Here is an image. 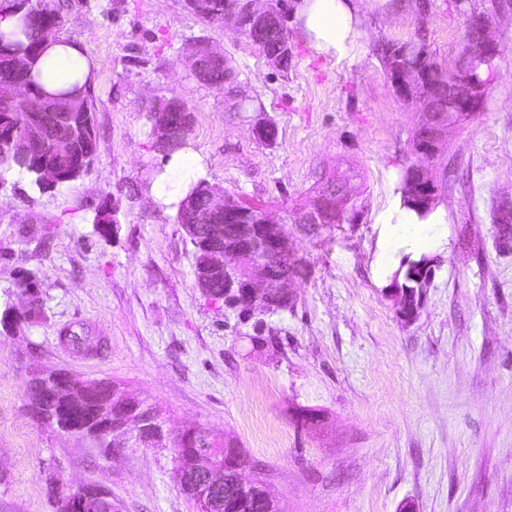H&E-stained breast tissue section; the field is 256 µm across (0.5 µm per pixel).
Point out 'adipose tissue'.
Here are the masks:
<instances>
[{
	"mask_svg": "<svg viewBox=\"0 0 512 512\" xmlns=\"http://www.w3.org/2000/svg\"><path fill=\"white\" fill-rule=\"evenodd\" d=\"M295 14L308 39L320 52L341 58L355 56L361 25L357 0H298ZM39 84L48 91L85 80L89 65L82 51L64 39L49 40L35 69ZM387 223L392 233L385 242L387 252L402 244L420 249L432 240L431 227L443 223L441 214L430 213L427 221H419L415 213L404 207L401 198H393Z\"/></svg>",
	"mask_w": 512,
	"mask_h": 512,
	"instance_id": "1",
	"label": "adipose tissue"
}]
</instances>
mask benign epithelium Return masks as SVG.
Here are the masks:
<instances>
[{
  "mask_svg": "<svg viewBox=\"0 0 512 512\" xmlns=\"http://www.w3.org/2000/svg\"><path fill=\"white\" fill-rule=\"evenodd\" d=\"M255 0H235L224 9V17L236 20L241 30L266 31L283 21V12L271 7L272 0H265L262 8L254 7ZM467 38L477 48V52L465 50L459 55L453 75L448 81L437 80L424 64L422 52H416L415 64L409 68L393 67L389 70L390 82L407 99H419L426 106L418 127L423 129L427 142L413 146L416 157H435L444 145L448 128L470 119L481 107L486 95L487 83H478L471 78L475 59L492 61L499 56L497 42L491 32V20L485 15L471 14L467 18ZM9 77L0 82V111L27 112L39 106L40 99L22 78L24 66L17 56L7 59ZM157 135L167 137L175 146L182 138L173 136L177 117L171 112H153ZM407 180V193L420 207L433 208L440 186L432 170L422 165L410 166ZM352 194L342 181L327 180L315 196L310 207L298 217V223L316 227L320 224H333L337 219L347 217ZM215 206L224 210L228 218L237 221V241L225 251L220 244L225 235L222 224H209L207 217L187 205L191 223L202 225L212 236L215 244L214 270L231 268L237 271L240 279H227L224 295H234L246 302L261 301L270 310L278 303L291 299L288 290L290 275L283 272H266V265L277 267L290 265L294 258L288 237L280 225L271 221L261 206H250L230 195L216 198ZM396 305L398 314L412 319L420 306L421 294L399 284L386 289ZM54 380L65 404L79 405L96 396L99 385L78 380L72 374L57 373ZM128 403L126 396L115 395L113 399L101 400L96 419L99 430L112 429V400ZM235 448L224 449V460L210 458L207 468L202 470L203 482L214 491L224 490V512H236L239 499L248 491L249 485L238 475L240 470ZM109 498L108 491L93 484L78 487V493L56 492L57 512H100Z\"/></svg>",
  "mask_w": 512,
  "mask_h": 512,
  "instance_id": "7a95c632",
  "label": "benign epithelium"
}]
</instances>
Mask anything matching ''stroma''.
Here are the masks:
<instances>
[{
    "label": "stroma",
    "mask_w": 512,
    "mask_h": 512,
    "mask_svg": "<svg viewBox=\"0 0 512 512\" xmlns=\"http://www.w3.org/2000/svg\"><path fill=\"white\" fill-rule=\"evenodd\" d=\"M56 2L61 35L96 65V161L43 191L4 173L0 311L24 307L5 290L33 270L44 317L0 334V512H52L53 477L108 489L117 512H196L173 449L132 442L106 455L40 423L26 395L37 368L119 383L171 432L197 424L232 439L281 512H512V229L496 221L512 205V0H363L350 61L319 53L292 16L284 70L184 0ZM475 11L490 13L501 56L480 110L430 163L446 221L432 227V274L407 322L385 291L382 217L416 161L421 105L398 96L380 48L419 37L453 68ZM200 39L229 59L237 96L193 76L185 51ZM173 96L193 111L185 148L201 162L175 191L203 181L262 204L292 243L293 306L264 315L267 351L202 295L177 208L156 197L172 162L144 109ZM259 122L275 125L274 144L256 139ZM325 173L355 186L359 217L309 234L294 213ZM106 201L116 224L103 239L92 220ZM71 326L101 339V353L63 344ZM307 409L317 423H303Z\"/></svg>",
    "instance_id": "35a3bbf8"
}]
</instances>
